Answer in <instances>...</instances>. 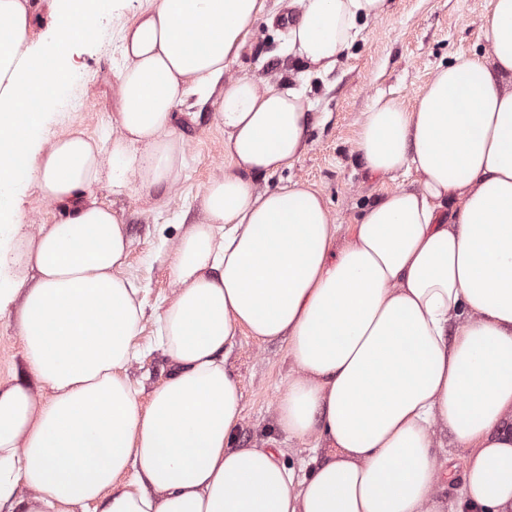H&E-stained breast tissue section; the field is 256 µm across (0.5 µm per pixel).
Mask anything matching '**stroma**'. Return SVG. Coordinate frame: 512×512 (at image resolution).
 <instances>
[{"mask_svg": "<svg viewBox=\"0 0 512 512\" xmlns=\"http://www.w3.org/2000/svg\"><path fill=\"white\" fill-rule=\"evenodd\" d=\"M488 9L489 0H394L391 14L369 23L336 68L308 77L307 94L314 102L315 114L308 148L292 167L258 180V188L275 189L306 180L321 192L336 223L347 225L381 192L410 185L415 172H400L392 179L373 176L352 154L363 115L380 93L412 105L438 66L452 63L458 55L483 51L482 21ZM288 13L284 0H265L251 45L234 65V73L270 81L277 74L295 70L286 42ZM77 63L78 78L72 92L85 96L88 109L51 114L45 122L46 139H54L72 126L100 137L110 130L112 117L119 110L120 42L97 39L87 45ZM176 129L187 145V165L177 188L149 192L133 188L119 197L113 196L104 182L92 189L98 200L112 203L123 217L132 240L128 272L143 289L146 311L135 341L147 354L128 369L127 377L134 388L146 394L168 370L167 357L154 349L153 343L156 316L173 291L172 248L187 224L199 218L204 185L225 166L224 131L212 104H199L179 114ZM226 365L243 393L239 446L260 448L272 441L281 448L286 463L301 465L307 458L306 449L274 426L273 406L290 372L285 343L237 336Z\"/></svg>", "mask_w": 512, "mask_h": 512, "instance_id": "stroma-1", "label": "stroma"}]
</instances>
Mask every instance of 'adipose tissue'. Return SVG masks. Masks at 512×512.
Here are the masks:
<instances>
[{
  "instance_id": "ef3b65f1",
  "label": "adipose tissue",
  "mask_w": 512,
  "mask_h": 512,
  "mask_svg": "<svg viewBox=\"0 0 512 512\" xmlns=\"http://www.w3.org/2000/svg\"><path fill=\"white\" fill-rule=\"evenodd\" d=\"M391 0H289L288 52L333 69ZM31 0H0V315L21 366L0 377V512H512V0H490L485 52L439 67L412 106L383 95L353 151L374 176L416 185L365 207L348 239L305 181L259 190L307 146L312 103L291 79L232 67L264 0H147L123 29L121 110L106 140L43 141L70 96L79 43L114 0H52L29 55ZM213 101L226 166L178 239L174 297L158 317L164 381L141 399L131 240L108 182L174 188L176 114ZM60 213L31 227L19 187ZM285 340L275 424L310 451L240 448L242 391L225 366L240 331ZM448 431L463 463L443 495Z\"/></svg>"
}]
</instances>
